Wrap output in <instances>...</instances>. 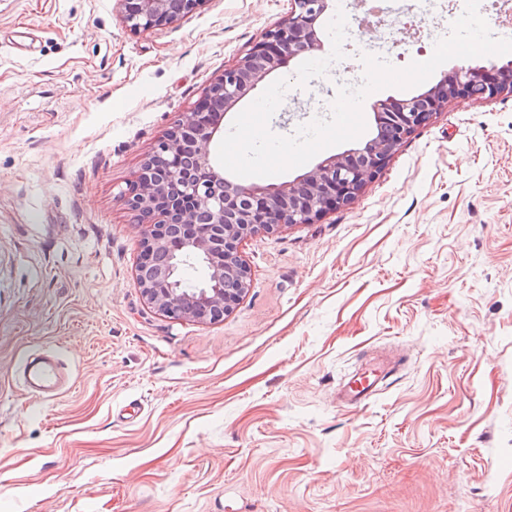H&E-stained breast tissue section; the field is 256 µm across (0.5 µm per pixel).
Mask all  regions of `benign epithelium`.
<instances>
[{"mask_svg":"<svg viewBox=\"0 0 512 512\" xmlns=\"http://www.w3.org/2000/svg\"><path fill=\"white\" fill-rule=\"evenodd\" d=\"M120 2L125 26L142 32L172 25L208 0ZM327 8L328 0H291L288 18L211 83L187 122L158 142L136 179L120 192L147 224L134 284L162 314L197 321L224 316L251 282L238 256L242 239L260 228L310 224L351 203L402 141L448 101L471 98L476 87L486 99L512 96V66L460 67L423 94L376 106V121L390 127L392 136L330 156L294 181L224 189V170L211 154L221 128L209 116L234 107L283 58L321 50L317 23ZM196 264L206 268V280L187 288L181 272Z\"/></svg>","mask_w":512,"mask_h":512,"instance_id":"benign-epithelium-1","label":"benign epithelium"}]
</instances>
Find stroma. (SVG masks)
Returning <instances> with one entry per match:
<instances>
[{
  "label": "stroma",
  "instance_id": "stroma-1",
  "mask_svg": "<svg viewBox=\"0 0 512 512\" xmlns=\"http://www.w3.org/2000/svg\"><path fill=\"white\" fill-rule=\"evenodd\" d=\"M466 0H385L352 40L271 73L294 135L403 68ZM290 0H207L132 32L119 0H0V512H512V97L456 98L350 205L239 245L251 286L222 318L172 319L133 281L142 228L120 192ZM421 15L424 34L408 24ZM363 102L364 139L375 103ZM400 359L366 405L344 377ZM63 361L57 395L21 361Z\"/></svg>",
  "mask_w": 512,
  "mask_h": 512
}]
</instances>
